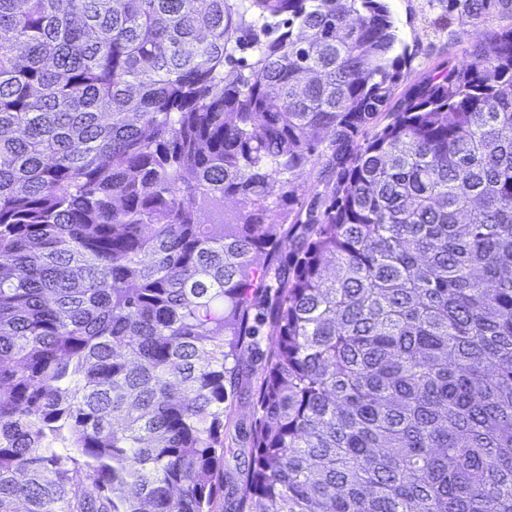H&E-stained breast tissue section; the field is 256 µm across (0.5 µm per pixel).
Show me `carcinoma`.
I'll return each mask as SVG.
<instances>
[{"label":"carcinoma","mask_w":512,"mask_h":512,"mask_svg":"<svg viewBox=\"0 0 512 512\" xmlns=\"http://www.w3.org/2000/svg\"><path fill=\"white\" fill-rule=\"evenodd\" d=\"M397 42L385 0H0V512H223L285 245L238 512H512V28L392 106ZM322 164H317L315 166L307 165L306 168L294 179L295 186L297 188L296 196L300 198L301 201L304 200L309 201L310 192L312 190H323L325 180L334 181L336 179V174H332L331 172H327ZM296 198V199H297ZM289 247L281 248L278 258L270 270L268 288H263L255 297L250 325L254 327L256 336H250L248 342L253 346L245 350L239 360L236 388L224 403V512H237V499L241 487L244 469L243 461L247 460L249 447V431L253 422V409L258 396L261 368L264 365L267 344L270 339V328L266 324L265 315L278 300L276 277L288 274L292 266V255ZM276 273V274H275ZM254 318V319H253ZM225 407H227L225 409ZM242 462L241 465L238 463ZM237 466V467H236ZM240 466V468L238 467Z\"/></svg>","instance_id":"carcinoma-1"}]
</instances>
